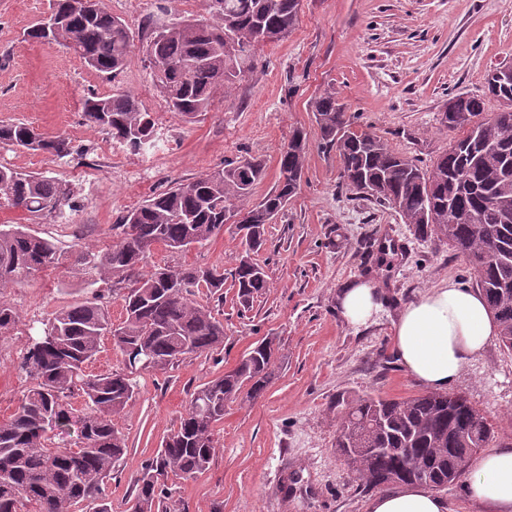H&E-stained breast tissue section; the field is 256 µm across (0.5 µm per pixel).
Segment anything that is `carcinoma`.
<instances>
[{
  "label": "carcinoma",
  "instance_id": "carcinoma-1",
  "mask_svg": "<svg viewBox=\"0 0 512 512\" xmlns=\"http://www.w3.org/2000/svg\"><path fill=\"white\" fill-rule=\"evenodd\" d=\"M208 19L187 18L152 30L144 61L158 81L170 111L192 121L209 110L215 93L241 80L257 65V47L288 36L300 0H203ZM56 28L37 24L28 37L58 43L104 76L130 62L133 35L102 0H55ZM497 67L486 76L482 94L448 99L445 123L459 132L448 152L430 169L392 150L378 136L349 128L343 107L331 95L315 102L322 145L338 149L345 183L389 205L424 233L448 241L476 274V286L499 324V341L512 352V81ZM500 103L492 123L481 119L485 99ZM86 121L106 131L133 153L152 145L154 122L131 94L94 96L84 103ZM0 145L41 151L58 159L73 154L69 138L46 137L24 123L0 122ZM307 139L295 130L280 158L274 190L245 207L239 230L246 251L231 276L247 303L267 288L264 271L251 254L266 242V226L299 189ZM265 177L255 159L231 160L161 191L121 216L116 239L98 251L68 252L32 232L28 224H0V288L20 284L49 267L66 266L94 285H125V319L118 325L94 296L57 310L44 335L22 351L19 368L29 387L14 413L0 421V512H68L83 504L89 512H112L104 480L126 452L115 428L135 395V377L164 370L224 345V324L195 290L215 296L224 288L220 265H157L145 270L156 244L185 253L224 232V210L246 203ZM20 209L30 219L75 211L71 189L53 177L0 166V208ZM16 308L0 300V334L18 322ZM109 336L124 356V369L88 374L85 366ZM271 339L238 364L194 391L179 426L161 444L134 481L128 512H166L168 493L158 477L184 479L205 471L216 454L214 427L225 407L241 394L260 397L273 375ZM84 407L74 413L71 398ZM77 427L74 448L53 446L49 432ZM494 424L462 394L429 392L407 399L359 398L341 417L336 452L364 490L396 484L435 487L433 475L448 477L458 459L495 439ZM366 448L386 452L368 455ZM398 479L391 481L389 476Z\"/></svg>",
  "mask_w": 512,
  "mask_h": 512
}]
</instances>
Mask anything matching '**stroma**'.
Here are the masks:
<instances>
[{
  "mask_svg": "<svg viewBox=\"0 0 512 512\" xmlns=\"http://www.w3.org/2000/svg\"><path fill=\"white\" fill-rule=\"evenodd\" d=\"M133 34L132 58L106 78L68 49L29 38L53 0H0V121L71 139L74 152L50 155L0 146V165L69 185L76 211L32 222L67 251L100 249L114 224L173 183H187L224 161L258 158L266 176L261 199L279 179V160L294 130L308 141L297 194L267 227L253 259L269 286L250 304L232 279L211 300L224 324V347L137 377V394L116 420L127 452L104 481L112 512H126L133 481L177 427L192 393L233 369L258 342L273 339L275 376L261 397L238 399L215 426L217 452L197 477H162L170 512H366L363 491L336 452L341 411L360 397L406 399L424 394L392 352L391 321L354 334L336 315V290L370 277L402 304L449 281L475 288L476 276L444 240L421 237L395 209L350 190L337 150L323 147L314 117L325 93L346 107L355 130L429 167L453 135L444 124L448 99L481 93L489 70L512 64V0H301L284 39L257 52L252 74L218 93L194 121L169 111L143 61L152 24L206 16L202 0H103ZM129 93L152 116L157 146L133 154L83 116L93 95ZM245 247L235 225L183 254L153 246L148 265L222 264L232 270ZM101 291L113 323L124 316L121 292L88 289L67 269H48L0 291L20 319L0 335V420L27 386L17 368L31 336L63 306ZM496 422L512 441V354L498 340L468 363L451 387Z\"/></svg>",
  "mask_w": 512,
  "mask_h": 512,
  "instance_id": "1",
  "label": "stroma"
}]
</instances>
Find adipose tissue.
Listing matches in <instances>:
<instances>
[{
    "mask_svg": "<svg viewBox=\"0 0 512 512\" xmlns=\"http://www.w3.org/2000/svg\"><path fill=\"white\" fill-rule=\"evenodd\" d=\"M383 307L372 283L354 281L339 292L336 313L359 331L374 325ZM392 331L395 357L407 373L428 390L445 391L497 335L498 324L480 292L448 283L403 304ZM468 492L491 512H512V447L471 460ZM367 512H448V504L423 486L401 485L371 497Z\"/></svg>",
    "mask_w": 512,
    "mask_h": 512,
    "instance_id": "ef3b65f1",
    "label": "adipose tissue"
}]
</instances>
